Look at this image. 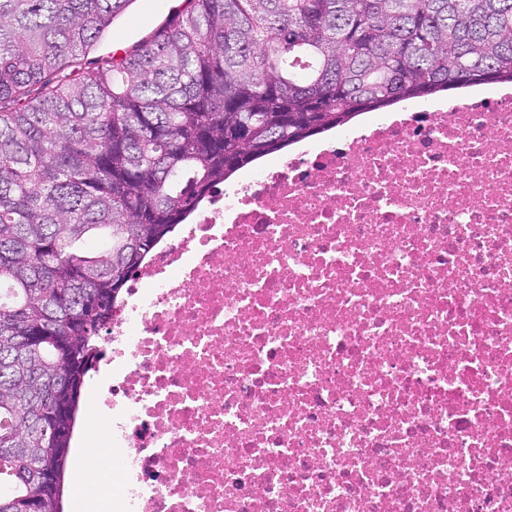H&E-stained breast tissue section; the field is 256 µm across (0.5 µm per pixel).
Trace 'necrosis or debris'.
<instances>
[{
  "mask_svg": "<svg viewBox=\"0 0 512 512\" xmlns=\"http://www.w3.org/2000/svg\"><path fill=\"white\" fill-rule=\"evenodd\" d=\"M207 192L105 342L94 512H512V94Z\"/></svg>",
  "mask_w": 512,
  "mask_h": 512,
  "instance_id": "necrosis-or-debris-1",
  "label": "necrosis or debris"
}]
</instances>
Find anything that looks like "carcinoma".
Returning <instances> with one entry per match:
<instances>
[{
    "mask_svg": "<svg viewBox=\"0 0 512 512\" xmlns=\"http://www.w3.org/2000/svg\"><path fill=\"white\" fill-rule=\"evenodd\" d=\"M131 2L0 0V512H54L39 474L67 468L96 338L215 184L361 113L512 83V0H189L79 68Z\"/></svg>",
    "mask_w": 512,
    "mask_h": 512,
    "instance_id": "cac0c4a2",
    "label": "carcinoma"
}]
</instances>
